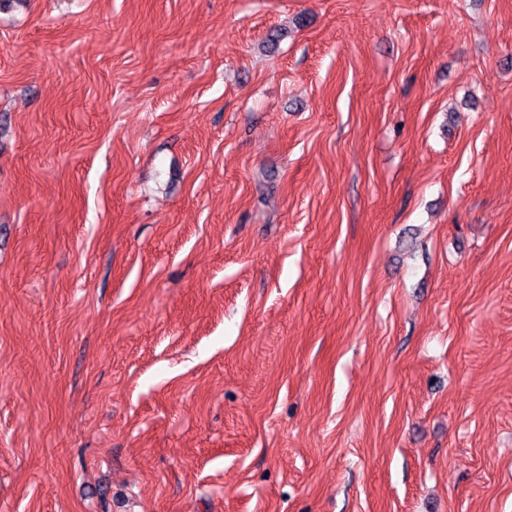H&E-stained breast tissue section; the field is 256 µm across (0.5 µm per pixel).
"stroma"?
<instances>
[{
  "instance_id": "obj_1",
  "label": "stroma",
  "mask_w": 512,
  "mask_h": 512,
  "mask_svg": "<svg viewBox=\"0 0 512 512\" xmlns=\"http://www.w3.org/2000/svg\"><path fill=\"white\" fill-rule=\"evenodd\" d=\"M0 512H512V0L0 7Z\"/></svg>"
}]
</instances>
